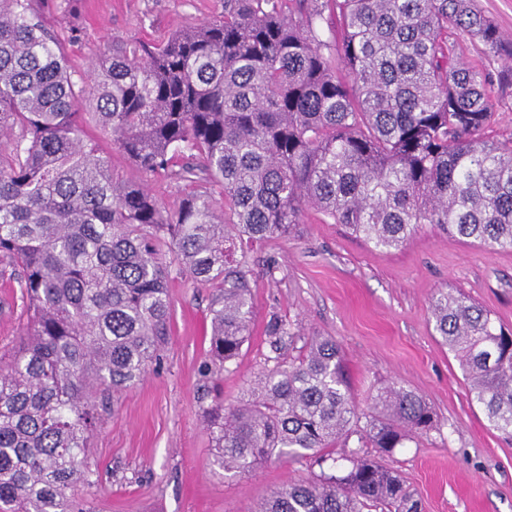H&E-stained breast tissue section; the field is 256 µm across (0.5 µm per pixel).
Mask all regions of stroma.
Wrapping results in <instances>:
<instances>
[{"label": "stroma", "instance_id": "obj_1", "mask_svg": "<svg viewBox=\"0 0 512 512\" xmlns=\"http://www.w3.org/2000/svg\"><path fill=\"white\" fill-rule=\"evenodd\" d=\"M223 9L224 0H83L78 33L61 13L48 12L45 19L72 70L83 74L111 42L156 39ZM86 131L124 179L148 186L163 207L179 205L182 189L136 167L94 124ZM163 258L171 263V252ZM248 279L251 335L233 372L217 384L201 369L209 360L219 290L193 283L171 263L166 343L158 363L108 407L93 433V483L75 491L85 512H253L273 490L318 473L306 461L267 462L243 476L212 464L201 397L216 384L225 402L240 396L271 354L266 327L275 315L300 333L290 355L299 353L305 337L336 339L359 406L392 383L431 404L437 429L385 458L416 493L422 512H512V444L472 402L458 361L439 343L429 308L438 290L451 288L512 328V250L451 241L425 224L401 249L382 251L308 209L290 237L255 248ZM25 308L12 266L0 262V354L18 344Z\"/></svg>", "mask_w": 512, "mask_h": 512}]
</instances>
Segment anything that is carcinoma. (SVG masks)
<instances>
[{
  "label": "carcinoma",
  "mask_w": 512,
  "mask_h": 512,
  "mask_svg": "<svg viewBox=\"0 0 512 512\" xmlns=\"http://www.w3.org/2000/svg\"><path fill=\"white\" fill-rule=\"evenodd\" d=\"M41 3L0 0V259L27 304L0 364V512H80L69 491L93 473L97 398L139 381L167 336L163 245L192 282L222 289L210 354L228 373L252 324L249 249L290 236L306 207L380 250L421 224L512 249V137L490 136L491 76L459 40L511 73L512 41L474 0H224L203 24L110 44L78 76ZM88 117L144 172L190 188L176 209L112 169ZM430 311L489 426L512 441V329L451 289ZM267 336L272 355L239 398L203 408L224 472L321 467L354 433L386 455L437 426L396 384L357 412L334 338L310 336L287 359L291 324L274 317ZM344 460L254 512H420L380 458Z\"/></svg>",
  "instance_id": "cac0c4a2"
}]
</instances>
